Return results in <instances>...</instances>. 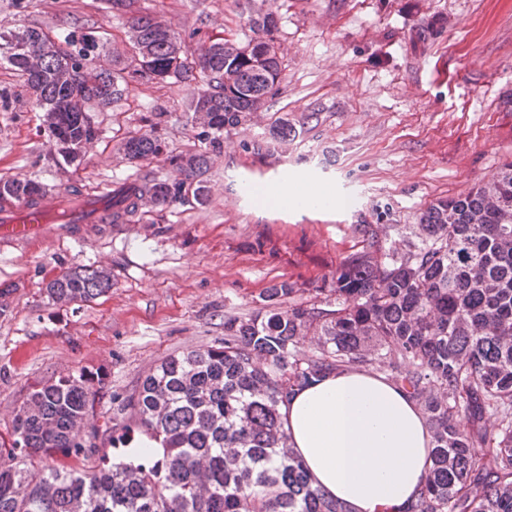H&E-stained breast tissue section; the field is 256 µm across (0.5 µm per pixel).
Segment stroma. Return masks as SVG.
I'll list each match as a JSON object with an SVG mask.
<instances>
[{"mask_svg":"<svg viewBox=\"0 0 512 512\" xmlns=\"http://www.w3.org/2000/svg\"><path fill=\"white\" fill-rule=\"evenodd\" d=\"M0 0V26H40L125 39L127 20L104 0ZM280 18L285 69L263 118L239 129L214 155L210 201L146 215L139 223L59 225L37 247L0 248V438L28 387L86 369L113 397L89 425L133 424L119 403L164 359L224 338V317L258 307L264 290L288 280L320 286L358 244L354 224H413L439 198L467 194L512 159V0H270ZM182 37L194 30L242 38L246 0H135ZM443 16V33L412 48L417 22ZM181 86L131 84L128 102L93 112L99 139L77 165H59L39 109L20 97L0 109V178L44 189L90 192L125 179L121 130L168 112L170 149L192 142ZM319 122L304 123L311 104ZM303 122L285 145L266 146L269 115ZM249 149H242V142ZM265 188L259 202L247 184ZM322 186L332 206L282 207L289 192ZM112 275L92 303L60 306L43 288L61 269Z\"/></svg>","mask_w":512,"mask_h":512,"instance_id":"obj_1","label":"stroma"}]
</instances>
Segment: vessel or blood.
<instances>
[{
    "label": "vessel or blood",
    "mask_w": 512,
    "mask_h": 512,
    "mask_svg": "<svg viewBox=\"0 0 512 512\" xmlns=\"http://www.w3.org/2000/svg\"><path fill=\"white\" fill-rule=\"evenodd\" d=\"M72 224H106L112 215L111 198L81 197L47 190L32 203L0 204V245H29L42 239L59 215Z\"/></svg>",
    "instance_id": "vessel-or-blood-1"
}]
</instances>
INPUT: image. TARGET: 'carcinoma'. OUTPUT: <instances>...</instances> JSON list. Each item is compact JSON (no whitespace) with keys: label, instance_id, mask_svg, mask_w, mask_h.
Segmentation results:
<instances>
[{"label":"carcinoma","instance_id":"cac0c4a2","mask_svg":"<svg viewBox=\"0 0 512 512\" xmlns=\"http://www.w3.org/2000/svg\"><path fill=\"white\" fill-rule=\"evenodd\" d=\"M108 4L131 30L111 63L94 38L28 26L0 29V66L38 102L58 144L98 139L90 106L117 105L134 81L190 89L189 148L168 150V112L145 118L150 132L121 138L136 171L122 182L127 194L112 223L203 206L212 155L278 91L277 15L253 11L243 41L195 31L193 48L151 15H129L132 0ZM444 28L441 17L421 21L411 42ZM299 133L286 113L267 129L276 144ZM42 191L33 180L0 179V203ZM393 228L351 225L360 249L313 297L295 282L276 283L251 313L224 316L219 344L171 356L147 375L123 408L141 434L161 440L159 460L110 459L96 440L103 433L112 447L123 443L116 424L77 436L106 397L102 379L81 370L30 386L11 441L0 442V512H349L312 484L279 405L295 388L354 366L385 374L426 413L433 450L405 512H512V160L468 194L429 205L405 228L400 251L388 245ZM111 289L110 274L77 266L45 292L78 305ZM302 336L316 337L315 347L303 349Z\"/></svg>","mask_w":512,"mask_h":512}]
</instances>
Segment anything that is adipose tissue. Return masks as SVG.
Listing matches in <instances>:
<instances>
[{"label":"adipose tissue","mask_w":512,"mask_h":512,"mask_svg":"<svg viewBox=\"0 0 512 512\" xmlns=\"http://www.w3.org/2000/svg\"><path fill=\"white\" fill-rule=\"evenodd\" d=\"M313 485L350 512H405L432 444L420 406L378 373L318 378L279 406Z\"/></svg>","instance_id":"adipose-tissue-1"}]
</instances>
